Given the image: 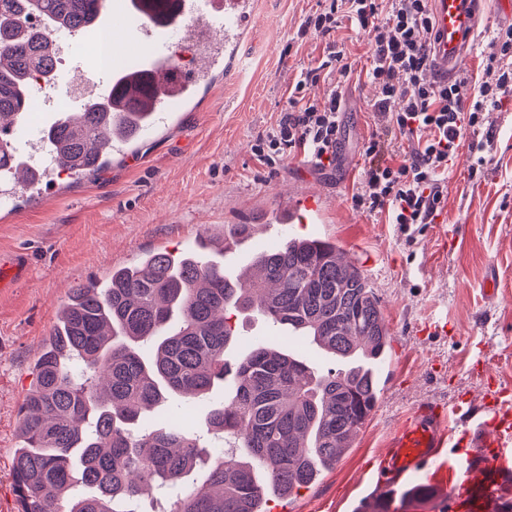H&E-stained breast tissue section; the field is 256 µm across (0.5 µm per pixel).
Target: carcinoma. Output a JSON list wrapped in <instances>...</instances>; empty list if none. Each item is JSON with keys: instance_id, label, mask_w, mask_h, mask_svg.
I'll list each match as a JSON object with an SVG mask.
<instances>
[{"instance_id": "1", "label": "carcinoma", "mask_w": 512, "mask_h": 512, "mask_svg": "<svg viewBox=\"0 0 512 512\" xmlns=\"http://www.w3.org/2000/svg\"><path fill=\"white\" fill-rule=\"evenodd\" d=\"M101 0H0V135L30 109L31 88L56 77L49 30L84 29ZM96 99L41 133L45 147L94 172L112 158V133L144 121ZM253 313L311 338L350 364L317 372L267 344L236 367L209 425L224 455L173 512H266L341 460L378 402L390 330L361 269L336 244L290 237L229 275L192 252L152 251L112 270L105 287L70 289L20 408L13 482L17 512H134L143 489L180 483L202 461L183 418L148 421L182 394L206 396L228 372L232 316ZM150 345L152 355L142 348Z\"/></svg>"}]
</instances>
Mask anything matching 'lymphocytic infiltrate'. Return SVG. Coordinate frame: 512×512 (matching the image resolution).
Wrapping results in <instances>:
<instances>
[{
  "label": "lymphocytic infiltrate",
  "instance_id": "1",
  "mask_svg": "<svg viewBox=\"0 0 512 512\" xmlns=\"http://www.w3.org/2000/svg\"><path fill=\"white\" fill-rule=\"evenodd\" d=\"M342 15L368 38L366 77L377 90L372 108L379 131L363 145L369 166L352 195L353 206L362 213L384 215L405 233L418 224L436 223L443 210L444 175L461 144L476 154L477 167L487 162L492 140L484 127L489 110L512 94V26L495 33L498 53L487 60L481 80L474 84L465 77L447 81L432 75L429 0H319L298 33L327 37L328 64L347 75L352 66L344 50L329 39ZM320 80V68L302 71L277 126L257 136L252 151L262 165L276 168L298 149L318 168L335 164L343 97L335 85L323 100L311 99L309 91ZM385 131L409 144L399 160L388 157L391 146L381 137Z\"/></svg>",
  "mask_w": 512,
  "mask_h": 512
}]
</instances>
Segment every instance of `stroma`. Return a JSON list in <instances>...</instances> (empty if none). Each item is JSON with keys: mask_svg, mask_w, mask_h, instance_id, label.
<instances>
[{"mask_svg": "<svg viewBox=\"0 0 512 512\" xmlns=\"http://www.w3.org/2000/svg\"><path fill=\"white\" fill-rule=\"evenodd\" d=\"M316 7L317 0H250L237 60L227 61L223 76L180 108L170 126L95 175L56 176L55 194L32 190L31 201L19 202L13 217L0 221V255L25 252L30 258L26 278L0 290V512H17L11 475L19 409L70 289L104 284L113 268L136 264L157 249L196 250L237 271L259 245L272 248L290 236L323 238L361 268L380 301L392 340L374 412L336 467L291 499H271L269 512H355L367 463L412 405L461 398L477 403L490 387L512 393V96L491 112V162L473 173L474 158L460 147L437 223L403 235L384 216L352 207L366 167L362 147L374 129V90L356 75L369 63V45L349 19H341L334 38L355 74L331 71L314 89L320 96L328 84L342 86L336 165L320 170L294 152L270 169L251 151L256 137L276 126L301 70L325 58L324 37L295 38ZM511 24L486 10L465 67L469 76H480L494 53L492 30ZM304 191L323 194L322 223L263 224L264 215ZM244 214L258 224L257 240L223 257L215 248L200 249L201 241L223 237ZM491 274L499 288L489 299L483 285ZM435 320L447 323L446 332L428 331ZM264 334L272 346L308 364L324 370L336 365L316 344L272 329L260 316L239 320L227 360L237 362ZM225 390L219 383L206 398H170L154 415L171 409L186 414L206 435L207 454L218 456L224 440L208 433L207 416Z\"/></svg>", "mask_w": 512, "mask_h": 512, "instance_id": "35a3bbf8", "label": "stroma"}]
</instances>
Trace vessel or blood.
Here are the masks:
<instances>
[{"label": "vessel or blood", "mask_w": 512, "mask_h": 512, "mask_svg": "<svg viewBox=\"0 0 512 512\" xmlns=\"http://www.w3.org/2000/svg\"><path fill=\"white\" fill-rule=\"evenodd\" d=\"M429 5L433 69L457 77L483 21L485 0H430ZM249 17V0H169L160 7L149 0H102L99 14L77 39L85 43L99 33H111L123 57L106 70L77 63L55 85L44 87V97L54 101L56 87L74 86L83 103L130 88L133 72L147 74L154 93L140 135L151 137L169 125L174 103L189 102L198 87L223 70L226 53L235 48ZM24 182V175L14 171L0 173V213H13V199ZM321 217V207L311 199L283 207L276 221L317 224ZM453 416L472 426L462 458L445 451L444 427ZM424 486L433 490L442 512H500L512 490V401L491 390L478 404L461 400L451 406L433 401L413 405L390 434L360 508L373 512L376 502L387 499L394 488Z\"/></svg>", "instance_id": "vessel-or-blood-1"}]
</instances>
